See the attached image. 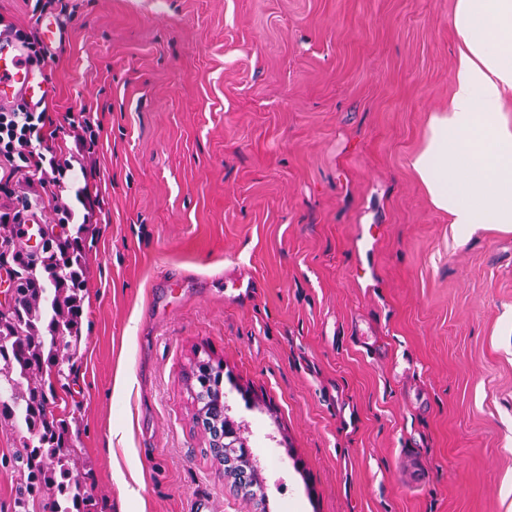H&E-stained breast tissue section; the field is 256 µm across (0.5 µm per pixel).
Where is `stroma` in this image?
Listing matches in <instances>:
<instances>
[{
    "mask_svg": "<svg viewBox=\"0 0 512 512\" xmlns=\"http://www.w3.org/2000/svg\"><path fill=\"white\" fill-rule=\"evenodd\" d=\"M63 3L44 140L69 171L0 212L88 227L56 396L93 512H255L194 421L205 357L264 512H512V231L460 235L409 165L455 0ZM25 435L0 425V512Z\"/></svg>",
    "mask_w": 512,
    "mask_h": 512,
    "instance_id": "35a3bbf8",
    "label": "stroma"
}]
</instances>
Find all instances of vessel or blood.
Listing matches in <instances>:
<instances>
[{
	"instance_id": "1",
	"label": "vessel or blood",
	"mask_w": 512,
	"mask_h": 512,
	"mask_svg": "<svg viewBox=\"0 0 512 512\" xmlns=\"http://www.w3.org/2000/svg\"><path fill=\"white\" fill-rule=\"evenodd\" d=\"M48 93L44 69L28 63L25 47L0 27V109H10L21 102L37 107Z\"/></svg>"
}]
</instances>
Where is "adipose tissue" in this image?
<instances>
[{
  "label": "adipose tissue",
  "instance_id": "adipose-tissue-1",
  "mask_svg": "<svg viewBox=\"0 0 512 512\" xmlns=\"http://www.w3.org/2000/svg\"><path fill=\"white\" fill-rule=\"evenodd\" d=\"M452 94L432 113L410 165L432 205L461 230L512 228V0H457Z\"/></svg>",
  "mask_w": 512,
  "mask_h": 512
}]
</instances>
